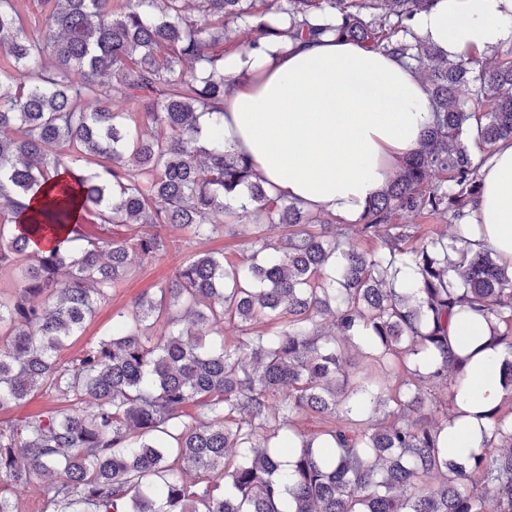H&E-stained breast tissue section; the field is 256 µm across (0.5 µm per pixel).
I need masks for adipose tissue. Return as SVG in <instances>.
Returning a JSON list of instances; mask_svg holds the SVG:
<instances>
[{"mask_svg": "<svg viewBox=\"0 0 512 512\" xmlns=\"http://www.w3.org/2000/svg\"><path fill=\"white\" fill-rule=\"evenodd\" d=\"M414 34L449 59L512 42V0H437L411 22ZM224 99V145L252 161L276 194L341 223L356 222L431 122L421 75L387 52L342 38L276 43L231 53ZM482 190L459 231L473 248L512 264V141L498 142L479 171ZM473 312L455 316L452 352L468 358L467 378L448 428V454L466 458L490 436L482 412L501 397V348Z\"/></svg>", "mask_w": 512, "mask_h": 512, "instance_id": "1", "label": "adipose tissue"}]
</instances>
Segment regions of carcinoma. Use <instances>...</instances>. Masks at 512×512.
I'll return each mask as SVG.
<instances>
[{
  "mask_svg": "<svg viewBox=\"0 0 512 512\" xmlns=\"http://www.w3.org/2000/svg\"><path fill=\"white\" fill-rule=\"evenodd\" d=\"M436 2L194 0L193 14L189 0H38L29 22L23 0H0V276L15 284L0 286V406L38 389L69 403L0 421V512H21L15 489L33 477L41 512H512V267L458 233L410 247L417 226L395 222L464 223L481 165L512 140V48L485 67L392 41ZM327 34L413 62L433 114L353 224L271 194L224 148L225 42ZM470 81L478 114L459 98ZM88 220L137 231L95 238ZM275 223L288 233L273 241ZM168 224L190 240L237 231L250 254H194L58 363L130 253H167ZM405 267L417 286L400 290ZM467 309L503 350V397L483 414L485 448L455 459L467 359L448 328Z\"/></svg>",
  "mask_w": 512,
  "mask_h": 512,
  "instance_id": "carcinoma-1",
  "label": "carcinoma"
}]
</instances>
